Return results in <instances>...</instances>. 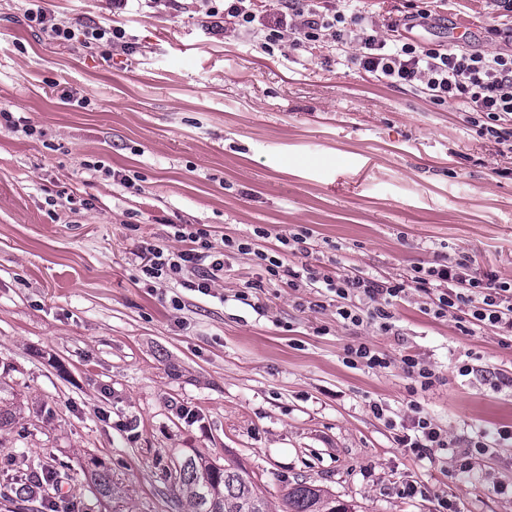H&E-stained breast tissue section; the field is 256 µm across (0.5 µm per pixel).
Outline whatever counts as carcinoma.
I'll use <instances>...</instances> for the list:
<instances>
[{"label": "carcinoma", "instance_id": "1", "mask_svg": "<svg viewBox=\"0 0 512 512\" xmlns=\"http://www.w3.org/2000/svg\"><path fill=\"white\" fill-rule=\"evenodd\" d=\"M179 488L191 512H272L254 479L230 464L221 468L190 458L181 467ZM13 493V497L7 498L11 508L6 512H30L41 499V485L27 482L13 488ZM284 503V512H355L351 505L307 483L288 488Z\"/></svg>", "mask_w": 512, "mask_h": 512}]
</instances>
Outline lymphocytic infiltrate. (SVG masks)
I'll return each instance as SVG.
<instances>
[{
	"label": "lymphocytic infiltrate",
	"instance_id": "f902f5d3",
	"mask_svg": "<svg viewBox=\"0 0 512 512\" xmlns=\"http://www.w3.org/2000/svg\"><path fill=\"white\" fill-rule=\"evenodd\" d=\"M28 2V21L49 41L95 47L106 59L134 47L121 23L129 0H109L112 24L78 28L55 22L42 0ZM202 3L210 36L253 39L266 53L277 48L349 51L351 64L377 81L416 86L434 102L486 114L490 124L483 127V134L512 151V54L486 55L409 40V31L428 19L427 10L383 23L346 14L337 9L336 0H224L219 7L211 0ZM173 236L179 249L152 242L142 246L139 270L145 278L174 280L207 295L224 270L226 256L252 252L266 281L284 275L289 287L325 289L336 302L338 318L347 324L368 322L389 331L393 307L415 290L427 297L435 315L456 309L465 314L468 324L512 334V282L480 275L465 259L428 269L423 276L382 280L357 270L330 272L303 260L289 264V255L307 252L304 232L281 237V250L271 252L257 249L249 237L214 240L202 224L175 225Z\"/></svg>",
	"mask_w": 512,
	"mask_h": 512
}]
</instances>
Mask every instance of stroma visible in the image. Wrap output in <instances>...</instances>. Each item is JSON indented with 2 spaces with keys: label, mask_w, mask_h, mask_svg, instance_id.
I'll return each mask as SVG.
<instances>
[{
  "label": "stroma",
  "mask_w": 512,
  "mask_h": 512,
  "mask_svg": "<svg viewBox=\"0 0 512 512\" xmlns=\"http://www.w3.org/2000/svg\"><path fill=\"white\" fill-rule=\"evenodd\" d=\"M45 6L65 24L112 21L106 0ZM27 7L0 0V110L39 130L0 132V382L13 397L0 494L34 474L73 512H190L178 476L195 458L247 471L273 512L301 482L357 512H512V441L496 433L512 426V336L463 331L417 293L390 332L346 326L314 290L246 289L262 275L251 254L227 258L207 296L145 280L138 257L173 224L218 238L259 228L265 250L304 229L308 263L331 271L399 279L466 258L512 280V152L469 113L336 51L208 37L197 0L176 17L126 15L137 50L108 63L46 40ZM422 8L431 19L412 39L512 53V18L490 0L354 5L382 18ZM359 342L394 361L416 353L432 385L412 396L396 364L348 367ZM413 398L448 436L430 458L398 445ZM480 434L487 450L461 472ZM61 461L67 478H48ZM404 480L416 495H399Z\"/></svg>",
  "instance_id": "35a3bbf8"
}]
</instances>
